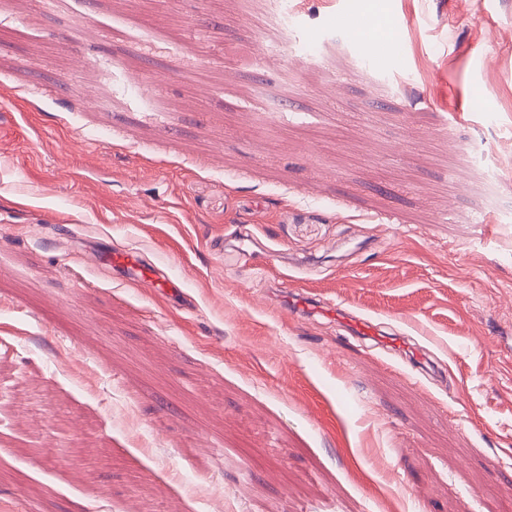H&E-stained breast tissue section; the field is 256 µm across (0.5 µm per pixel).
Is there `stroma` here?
Instances as JSON below:
<instances>
[{"mask_svg":"<svg viewBox=\"0 0 512 512\" xmlns=\"http://www.w3.org/2000/svg\"><path fill=\"white\" fill-rule=\"evenodd\" d=\"M289 8L274 44L242 0H0V512H512V0ZM460 159H462L463 163L468 167L471 174L480 181L485 189L489 191L495 189L498 183V178L496 177L495 173L483 165L476 156L465 151L458 157L457 162ZM93 260L98 267L121 270L131 283L147 285L154 288L156 293L169 296L174 301L183 296L182 286L178 281L161 276L153 264L131 252L112 251V245H109L105 249L95 250ZM338 308H336V317L342 320L351 333L356 334L357 336H362L366 339L371 340H380L382 342L386 341V336H377L379 335L378 330L375 325L372 324L371 321L367 319L356 318L352 316H347L344 313H338Z\"/></svg>","mask_w":512,"mask_h":512,"instance_id":"35a3bbf8","label":"stroma"}]
</instances>
